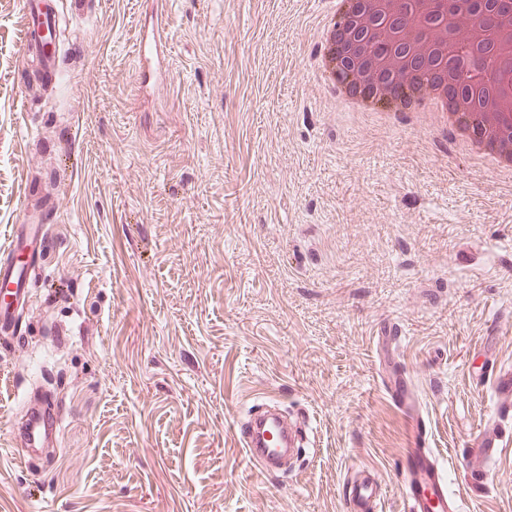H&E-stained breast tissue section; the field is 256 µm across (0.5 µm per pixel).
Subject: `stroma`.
<instances>
[{"label": "stroma", "instance_id": "obj_1", "mask_svg": "<svg viewBox=\"0 0 512 512\" xmlns=\"http://www.w3.org/2000/svg\"><path fill=\"white\" fill-rule=\"evenodd\" d=\"M329 0H105L63 17L58 85L23 64L0 0V244L51 243L0 344V512H343L353 466L396 487L407 422L373 336L402 331L429 437L466 512H512V176L428 120L341 110L316 69ZM167 13L150 90L139 37ZM32 180L56 214L22 212ZM62 413L54 458L8 431L33 390ZM270 398L310 419L293 471L252 468L237 428ZM497 424L482 483L465 448Z\"/></svg>", "mask_w": 512, "mask_h": 512}]
</instances>
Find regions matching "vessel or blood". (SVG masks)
I'll return each mask as SVG.
<instances>
[{
    "label": "vessel or blood",
    "instance_id": "b4317fda",
    "mask_svg": "<svg viewBox=\"0 0 512 512\" xmlns=\"http://www.w3.org/2000/svg\"><path fill=\"white\" fill-rule=\"evenodd\" d=\"M21 5L24 17L20 39L22 53L47 83L57 84L61 79L58 54L45 49L46 33L56 30L58 24L55 0H21ZM167 50L168 37L160 31L152 39L138 42L134 67L138 83L151 82L153 70L150 63ZM45 247L39 225H12L7 244L0 247V289L13 298L12 303L0 305L1 327L14 321L15 305L26 296L30 261ZM380 378L385 393L409 424L408 443L402 450L398 477L402 512H462V498L449 493L440 461L430 446L419 397L409 373L394 370L381 373ZM61 427L59 414L31 416L26 423L29 448L35 452L45 448L49 439L60 436ZM238 432L246 458L267 475L275 474L285 460L293 458L295 448L302 445L298 425L264 406L242 423ZM502 447V439L493 428L483 429L472 438L465 459L471 482L480 481L485 460L500 455ZM385 497L375 471L369 467L359 468L357 478L344 485L343 512H383Z\"/></svg>",
    "mask_w": 512,
    "mask_h": 512
}]
</instances>
